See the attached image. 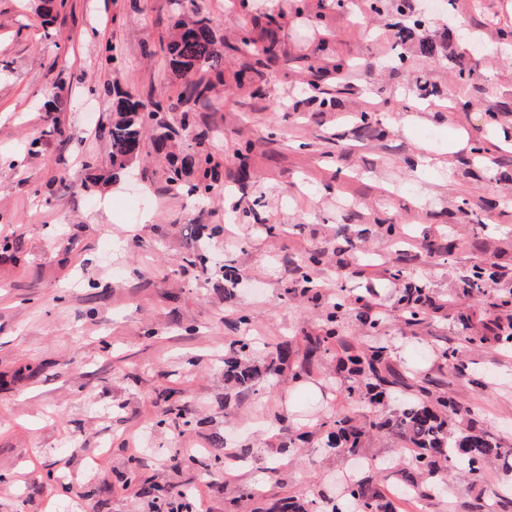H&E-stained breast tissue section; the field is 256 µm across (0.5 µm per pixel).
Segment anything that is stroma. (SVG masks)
<instances>
[{
	"label": "stroma",
	"instance_id": "obj_1",
	"mask_svg": "<svg viewBox=\"0 0 512 512\" xmlns=\"http://www.w3.org/2000/svg\"><path fill=\"white\" fill-rule=\"evenodd\" d=\"M196 2L224 59L210 105L186 115L163 49L170 0H64L51 24L36 0H0V512H152V484L196 501L207 467L181 451L218 436L228 475L206 512L288 497L331 512L355 471L388 491L409 461L381 433L359 456L327 452L331 420L390 416L425 378L454 398L458 429L475 419L512 445V347L494 331L512 321V146L494 135L512 132V0ZM273 39L278 56H262ZM115 84L164 105L180 152L211 153L220 195L190 196L195 167L174 188L149 146L113 172ZM456 129L468 144L452 154ZM419 153L433 168L416 170ZM223 264L239 274L230 303ZM477 266L495 274L478 288ZM414 286L427 303L412 325L398 313ZM338 302L349 344L391 339L404 382L381 403L348 398L338 346L305 358ZM368 302L390 315L374 330ZM246 331L256 363L291 350L248 391L224 380ZM507 485L495 468L426 512L498 496L512 512Z\"/></svg>",
	"mask_w": 512,
	"mask_h": 512
}]
</instances>
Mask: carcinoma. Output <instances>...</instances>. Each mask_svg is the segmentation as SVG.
Wrapping results in <instances>:
<instances>
[{"label":"carcinoma","mask_w":512,"mask_h":512,"mask_svg":"<svg viewBox=\"0 0 512 512\" xmlns=\"http://www.w3.org/2000/svg\"><path fill=\"white\" fill-rule=\"evenodd\" d=\"M224 44L217 41L212 21L194 8L177 17L173 31L166 43V63L170 74L183 81L184 91L180 103L209 101L211 82L197 77L203 69H215L223 57ZM163 106L159 102L147 105L120 88L112 92V124L108 135L111 141L113 173H118L136 162L145 146L146 123L156 121L153 148L162 152L171 138L169 126L156 120ZM198 166L204 169V180L194 186L193 191L203 194L213 192L208 177L215 172L216 164L209 153L188 154L170 160L169 182L180 180L182 168ZM345 304L338 302L334 312L327 316L323 326L324 335L310 342L306 356L311 358L331 344H340L346 354L349 371L360 377L370 400H379L386 388L403 383L402 375L387 366V339L376 337L374 343L361 351L343 343L339 336ZM252 347L249 336L239 340V350L224 358V379L239 388H249L257 382L270 379L280 373L281 365L288 362V344L279 346L277 361L259 365L251 361L247 350ZM425 398L404 406L395 415L367 424L355 416L337 418L334 430L328 434V448L338 455L355 456L363 447L364 437L370 429H386L406 443L411 453L409 468L403 473V490L414 500L427 499L423 479L430 477L438 486H448L462 474L471 483L483 481L486 471L498 466L512 469L509 451L502 446L501 439L487 430L470 426L465 433H455L451 428L452 417L459 409L450 397H430L428 389H422ZM332 512H397L387 500L382 488L370 479L355 480L344 487L336 500Z\"/></svg>","instance_id":"1"}]
</instances>
